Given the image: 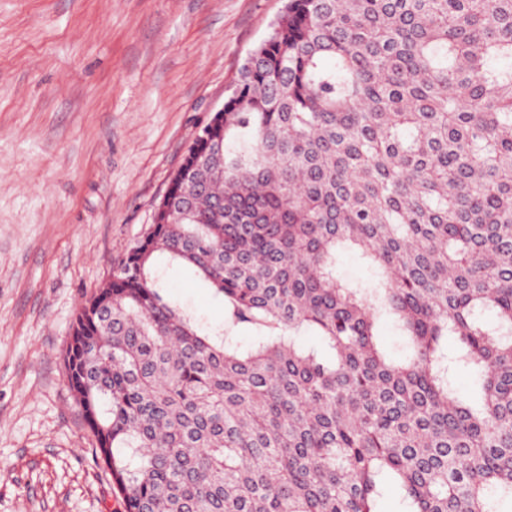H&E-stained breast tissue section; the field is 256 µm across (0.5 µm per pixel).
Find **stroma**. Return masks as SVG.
<instances>
[{
  "label": "stroma",
  "mask_w": 512,
  "mask_h": 512,
  "mask_svg": "<svg viewBox=\"0 0 512 512\" xmlns=\"http://www.w3.org/2000/svg\"><path fill=\"white\" fill-rule=\"evenodd\" d=\"M283 5L0 0V512H125L66 382L72 324ZM164 281L223 324L191 272Z\"/></svg>",
  "instance_id": "35a3bbf8"
}]
</instances>
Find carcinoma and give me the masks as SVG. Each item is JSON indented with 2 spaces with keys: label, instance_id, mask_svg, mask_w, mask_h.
<instances>
[{
  "label": "carcinoma",
  "instance_id": "cac0c4a2",
  "mask_svg": "<svg viewBox=\"0 0 512 512\" xmlns=\"http://www.w3.org/2000/svg\"><path fill=\"white\" fill-rule=\"evenodd\" d=\"M342 247L376 287L336 277ZM162 258L222 298L224 324L164 294ZM65 368L125 512H377L387 482L406 512H503L512 0H288L82 307ZM378 337L382 348L393 360L402 361L411 354L407 338L401 335L391 317L383 316L379 320Z\"/></svg>",
  "mask_w": 512,
  "mask_h": 512
}]
</instances>
